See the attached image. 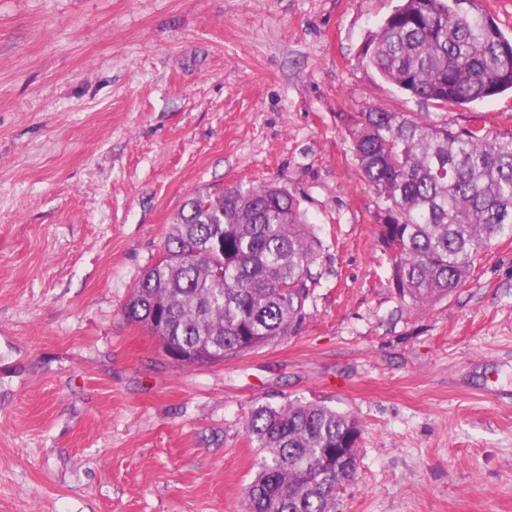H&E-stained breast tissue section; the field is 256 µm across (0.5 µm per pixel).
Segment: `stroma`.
Instances as JSON below:
<instances>
[{
  "label": "stroma",
  "mask_w": 512,
  "mask_h": 512,
  "mask_svg": "<svg viewBox=\"0 0 512 512\" xmlns=\"http://www.w3.org/2000/svg\"><path fill=\"white\" fill-rule=\"evenodd\" d=\"M397 0H0V512H240L260 404L363 427L335 512H512V238L417 311L389 288L347 115L440 110L367 48ZM294 195L319 240L290 333L187 367L124 306L184 202Z\"/></svg>",
  "instance_id": "35a3bbf8"
}]
</instances>
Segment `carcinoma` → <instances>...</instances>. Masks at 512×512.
<instances>
[{"label": "carcinoma", "mask_w": 512, "mask_h": 512, "mask_svg": "<svg viewBox=\"0 0 512 512\" xmlns=\"http://www.w3.org/2000/svg\"><path fill=\"white\" fill-rule=\"evenodd\" d=\"M389 82L444 109L512 90V40L477 0H399L370 40ZM362 178L379 204L390 287L421 309L460 288L480 254L512 237V135L454 130L372 106L347 117ZM318 240L299 201L275 185L189 198L162 257L124 309L186 366L221 362L289 332L308 295ZM245 430L263 456L242 512H334L336 449L359 444L349 414L261 405Z\"/></svg>", "instance_id": "carcinoma-1"}]
</instances>
